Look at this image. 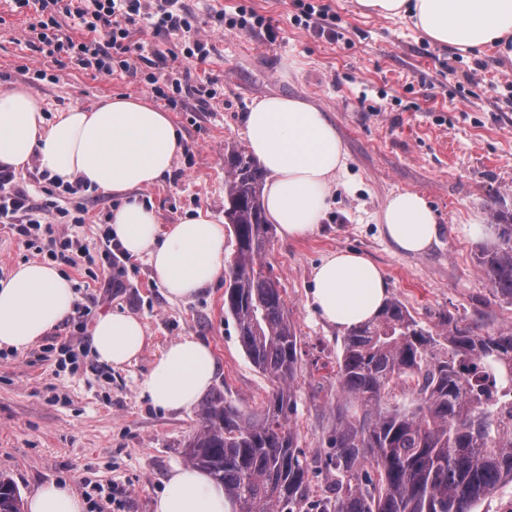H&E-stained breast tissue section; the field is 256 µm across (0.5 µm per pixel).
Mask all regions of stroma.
<instances>
[{"mask_svg": "<svg viewBox=\"0 0 512 512\" xmlns=\"http://www.w3.org/2000/svg\"><path fill=\"white\" fill-rule=\"evenodd\" d=\"M336 16V41L306 27L298 0H183L200 22L210 10L270 17L260 28L214 33L192 75L216 80L217 97L202 107L190 97L159 100L181 132L182 149L159 184L142 189L161 225L203 209L224 217V146L246 147L244 119L254 101L285 95L309 99L334 124L347 165L333 184L318 230L290 241L273 235L265 270L278 281L295 324L301 368L291 425L308 456H325L340 397L336 358L344 332L309 302L314 267L329 253L356 250L384 271L390 297L419 321L446 311L485 330L512 328V305L500 302L478 269L475 253L492 244L496 210L512 211V65L497 52L466 56L433 43L409 21L363 12L357 0H324ZM33 15L0 0V92L21 85L47 118L72 107L91 109L115 94L150 96L143 83L70 65L41 52ZM415 192L441 227L424 254L404 255L382 232L379 215L394 194ZM83 205L85 221L56 230L87 248L60 270L85 312L82 326L58 325L23 351L0 350V472L23 497L42 484L68 483L87 512H154L169 472L184 466L183 446L199 425L197 409L165 412L141 397L139 385L164 348L183 336L209 344L219 362L214 384L242 411L259 410L273 386L246 356L224 313L223 280L194 301L170 299L147 257L108 269L100 245L117 204L89 189L63 198ZM120 311L140 319L147 342L131 365L115 369L88 346L96 319ZM80 353L76 369L57 365L63 344Z\"/></svg>", "mask_w": 512, "mask_h": 512, "instance_id": "obj_1", "label": "stroma"}]
</instances>
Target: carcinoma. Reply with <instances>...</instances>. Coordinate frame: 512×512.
I'll use <instances>...</instances> for the list:
<instances>
[{
  "label": "carcinoma",
  "mask_w": 512,
  "mask_h": 512,
  "mask_svg": "<svg viewBox=\"0 0 512 512\" xmlns=\"http://www.w3.org/2000/svg\"><path fill=\"white\" fill-rule=\"evenodd\" d=\"M224 174V220L236 246L224 308L273 390L251 413L216 391L198 410L186 462L224 489L233 512H472L512 482V329L483 333L446 312L426 326L389 299L343 338L336 378L346 400L328 440L336 478L329 495L310 499L319 459L307 457L290 426L300 340L264 271L273 234L266 172L244 149L227 146ZM494 220L495 242L479 247L477 265L494 296L512 304V213L498 211ZM406 390L409 405L398 400ZM353 405L361 414H348ZM0 512H23L21 492L4 473Z\"/></svg>",
  "instance_id": "cac0c4a2"
}]
</instances>
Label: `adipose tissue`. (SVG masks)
I'll return each mask as SVG.
<instances>
[{
	"instance_id": "1",
	"label": "adipose tissue",
	"mask_w": 512,
	"mask_h": 512,
	"mask_svg": "<svg viewBox=\"0 0 512 512\" xmlns=\"http://www.w3.org/2000/svg\"><path fill=\"white\" fill-rule=\"evenodd\" d=\"M366 13L401 16L432 42L464 54L496 48L512 61V0H359ZM245 136L266 169L265 208L283 236L312 234L328 206L329 190L343 171L346 148L325 112L301 98L255 101L245 117ZM181 137L169 115L144 97L115 95L98 107H74L47 120L22 86L0 93V167L21 170L38 162L51 175L78 179L122 199L113 209L110 233L133 256L148 255L156 282L173 299L192 300L213 284L224 267V226L199 210L160 227L153 207L134 190L158 183L170 172ZM380 222L404 254L418 255L437 239L440 227L428 202L414 192L393 195ZM387 300L383 271L360 252L329 254L312 271L311 302L329 323L348 329L372 320ZM74 303L71 281L55 266L19 264L0 281V349L23 350L52 332ZM142 323L113 312L96 320L90 336L98 360L121 367L145 346ZM218 369L212 349L183 336L160 355L140 385L154 407H193L212 386ZM65 484L48 482L28 499V512H84ZM155 512H231L204 472L174 468L154 504Z\"/></svg>"
}]
</instances>
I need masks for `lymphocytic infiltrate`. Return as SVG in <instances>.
<instances>
[{
	"label": "lymphocytic infiltrate",
	"mask_w": 512,
	"mask_h": 512,
	"mask_svg": "<svg viewBox=\"0 0 512 512\" xmlns=\"http://www.w3.org/2000/svg\"><path fill=\"white\" fill-rule=\"evenodd\" d=\"M47 20L41 21L40 39L49 56H66L81 68L95 69L104 75L121 72L144 81L153 93L167 99L191 94L200 105L215 99L217 90L211 80L189 81L176 77L178 58L205 57L209 42L197 17L186 10L182 0H38ZM66 17L86 33L82 41L60 35L59 17ZM150 30L152 42L135 40L137 29ZM182 43L174 51L171 40ZM70 218L69 209L56 200L36 201L16 181L13 170L0 168V226L36 245L38 255L51 261H72L84 252L81 241L73 236L57 235L59 219Z\"/></svg>",
	"instance_id": "obj_1"
}]
</instances>
